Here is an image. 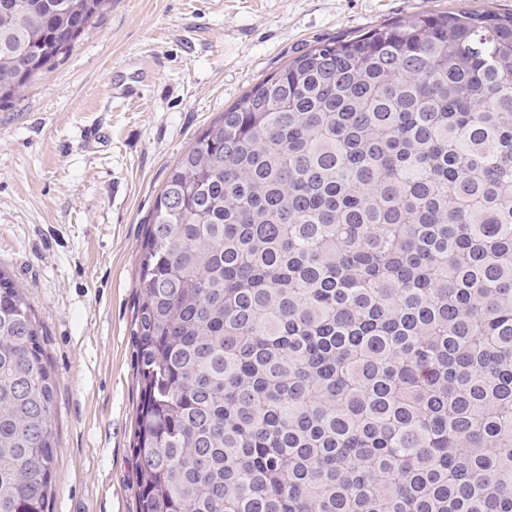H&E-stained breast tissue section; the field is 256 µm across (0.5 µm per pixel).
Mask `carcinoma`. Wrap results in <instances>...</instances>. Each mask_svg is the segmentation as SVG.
<instances>
[{"label":"carcinoma","instance_id":"carcinoma-1","mask_svg":"<svg viewBox=\"0 0 512 512\" xmlns=\"http://www.w3.org/2000/svg\"><path fill=\"white\" fill-rule=\"evenodd\" d=\"M109 0H0V109ZM136 512H512V13L317 42L200 132L139 254ZM0 269V512L55 378Z\"/></svg>","mask_w":512,"mask_h":512}]
</instances>
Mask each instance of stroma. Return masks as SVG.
<instances>
[{"label": "stroma", "instance_id": "obj_1", "mask_svg": "<svg viewBox=\"0 0 512 512\" xmlns=\"http://www.w3.org/2000/svg\"><path fill=\"white\" fill-rule=\"evenodd\" d=\"M512 0H111L0 110V267L25 287L56 379L47 512H136L138 257L172 164L315 42ZM130 86V98L119 92Z\"/></svg>", "mask_w": 512, "mask_h": 512}]
</instances>
